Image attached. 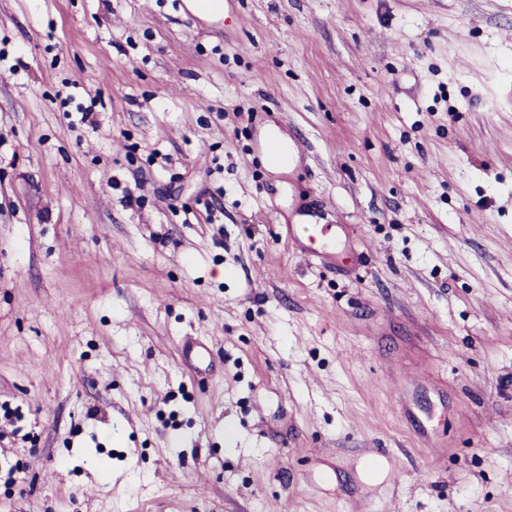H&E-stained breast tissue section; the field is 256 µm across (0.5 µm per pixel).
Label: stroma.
Segmentation results:
<instances>
[{
	"instance_id": "stroma-1",
	"label": "stroma",
	"mask_w": 512,
	"mask_h": 512,
	"mask_svg": "<svg viewBox=\"0 0 512 512\" xmlns=\"http://www.w3.org/2000/svg\"><path fill=\"white\" fill-rule=\"evenodd\" d=\"M10 468L0 512H512V0H0ZM308 245L302 251L306 256H324L336 254L340 246V237L330 224H313L307 229Z\"/></svg>"
}]
</instances>
